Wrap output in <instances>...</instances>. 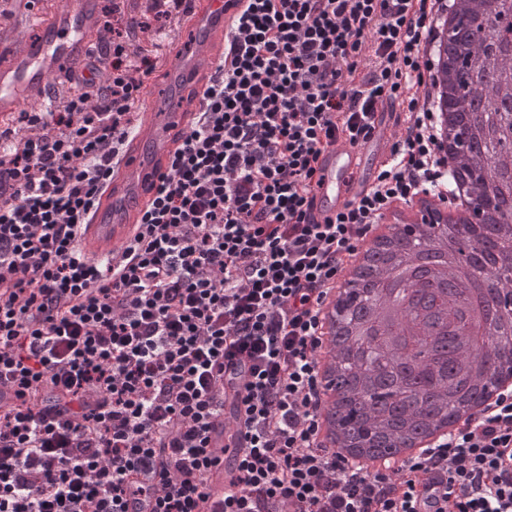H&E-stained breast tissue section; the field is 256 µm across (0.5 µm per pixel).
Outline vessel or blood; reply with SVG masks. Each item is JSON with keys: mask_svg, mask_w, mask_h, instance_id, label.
<instances>
[{"mask_svg": "<svg viewBox=\"0 0 512 512\" xmlns=\"http://www.w3.org/2000/svg\"><path fill=\"white\" fill-rule=\"evenodd\" d=\"M40 20L23 49L0 45V128L10 126L23 110L37 107L51 98L53 91L67 87V77L96 52V39L102 19L95 0H38ZM236 8L230 0H208L202 10H191L187 27L191 42L181 43L172 55L167 72L174 87L193 84L204 90L217 63L211 49L214 34L228 30ZM192 111L181 105L165 112L148 113L136 139L142 152L125 151L120 176L112 192L104 193L84 227L81 244L90 258L120 257L130 240L136 218L142 217L154 187L170 166L176 148L175 138L187 128ZM408 115L381 105L374 114L371 136L362 143L337 139L320 156L318 183L313 191L311 219L325 224L356 200L367 195L377 183L378 174L393 164L390 147L393 136L406 127ZM245 429L236 425H216L211 444L221 455L208 470L205 492L209 512H220L224 494L230 488L233 470L244 454ZM420 501L451 512L452 502L444 498L439 476L421 475L416 480Z\"/></svg>", "mask_w": 512, "mask_h": 512, "instance_id": "obj_1", "label": "vessel or blood"}]
</instances>
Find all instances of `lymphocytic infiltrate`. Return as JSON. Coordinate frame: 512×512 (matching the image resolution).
<instances>
[{
  "label": "lymphocytic infiltrate",
  "instance_id": "obj_1",
  "mask_svg": "<svg viewBox=\"0 0 512 512\" xmlns=\"http://www.w3.org/2000/svg\"><path fill=\"white\" fill-rule=\"evenodd\" d=\"M186 0L125 12L105 0L103 46L62 104L0 130V512H207L209 432L225 368L248 376L247 447L223 512H415L412 480L342 479L313 448L316 306L344 252L430 161L421 56L430 0H245L200 109L120 259L88 260L85 218L114 174L144 85L139 33ZM409 112L376 188L317 224L319 155L366 140L381 103ZM512 402L425 465L457 512H512Z\"/></svg>",
  "mask_w": 512,
  "mask_h": 512
}]
</instances>
